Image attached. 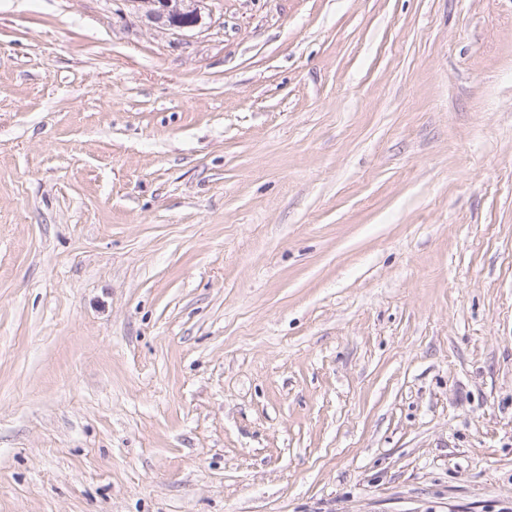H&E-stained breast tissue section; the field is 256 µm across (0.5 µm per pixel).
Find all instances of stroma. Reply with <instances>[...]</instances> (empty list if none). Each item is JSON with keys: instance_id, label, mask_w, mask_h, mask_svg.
I'll return each mask as SVG.
<instances>
[{"instance_id": "obj_1", "label": "stroma", "mask_w": 512, "mask_h": 512, "mask_svg": "<svg viewBox=\"0 0 512 512\" xmlns=\"http://www.w3.org/2000/svg\"><path fill=\"white\" fill-rule=\"evenodd\" d=\"M0 512H512V0H0ZM206 0H130L145 9L146 16L155 22L168 23V26L190 28L201 21V5ZM188 19L182 23L176 20Z\"/></svg>"}]
</instances>
